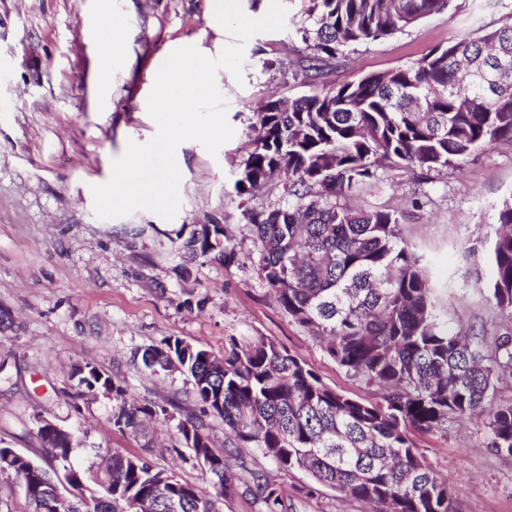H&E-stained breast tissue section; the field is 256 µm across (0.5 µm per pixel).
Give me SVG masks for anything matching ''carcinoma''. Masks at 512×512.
I'll use <instances>...</instances> for the list:
<instances>
[{"label":"carcinoma","mask_w":512,"mask_h":512,"mask_svg":"<svg viewBox=\"0 0 512 512\" xmlns=\"http://www.w3.org/2000/svg\"><path fill=\"white\" fill-rule=\"evenodd\" d=\"M298 28L310 54L300 75L321 82L351 46L390 38L448 7V0H305ZM260 134L235 188L251 194L284 175V202L243 212L258 271L292 322L372 390L355 399L326 386L287 349L261 337H228L218 358L181 338L146 348L145 369L179 368L192 379L202 415L176 425L177 438L216 484L229 488L254 449L282 469L300 468L375 512H458L448 482L425 461L411 432L480 418L487 446L512 457V327L470 334L439 320L428 272L400 237V218L346 200L389 171L455 165L499 141L512 143V23L481 27L418 61L358 76L297 99L272 97L254 112ZM489 243L495 313L512 323V197L498 206ZM221 224L182 243L191 257L229 263ZM78 398L112 393V424L147 437V423L172 419L165 406L131 403L120 381L90 363L71 374ZM224 421V451L205 417ZM41 459L0 447V475L23 480L29 512H219L217 500L138 454L119 450L87 466L71 463L73 431L37 428ZM268 512L280 493L249 472Z\"/></svg>","instance_id":"obj_1"}]
</instances>
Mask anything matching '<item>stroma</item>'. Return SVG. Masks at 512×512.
I'll list each match as a JSON object with an SVG mask.
<instances>
[{"instance_id":"obj_1","label":"stroma","mask_w":512,"mask_h":512,"mask_svg":"<svg viewBox=\"0 0 512 512\" xmlns=\"http://www.w3.org/2000/svg\"><path fill=\"white\" fill-rule=\"evenodd\" d=\"M283 31L260 33L245 46L241 77L219 70L234 137L217 155L198 142L176 151L181 207L172 220L149 211L98 218L91 188L107 182L128 141L148 142L157 126L147 112L156 74L176 48L192 45L218 57L229 43L211 19V0H0V441L39 458L36 416L77 431L82 463L108 450L146 453L152 463L204 490L213 478L190 454H176V421L198 413L189 378L143 373L134 356L178 337L223 356L227 337L261 336L298 356L332 389L354 398L368 390L350 378L320 342L295 325L258 278L245 208H266L283 193L275 178L250 196L235 182L251 150L250 124L269 97L298 98L312 88L295 79L305 45L295 32L303 0H284ZM125 35L101 82L98 35L112 20ZM512 21V0H450L386 40L349 48L323 78L328 86L410 64L472 26ZM512 195V144L473 152L459 167L428 179L392 173L351 199L355 208L398 211L403 238L422 256L450 326L501 329L487 298L492 277L483 238L494 230L497 205ZM421 199L414 208L413 199ZM223 225L235 259L189 258L191 231ZM93 363L130 394L175 405L174 418L151 426L153 443L112 424V402L79 399L72 366ZM426 462L447 478L460 512H512V458L486 445L478 421L447 431L415 433ZM253 469L278 488L285 512H369L304 470H284L255 456Z\"/></svg>"}]
</instances>
